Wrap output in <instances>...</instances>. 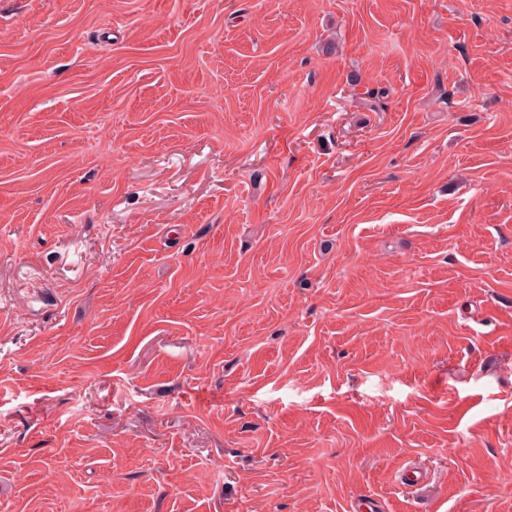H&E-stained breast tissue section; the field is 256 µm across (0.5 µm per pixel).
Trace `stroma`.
Returning a JSON list of instances; mask_svg holds the SVG:
<instances>
[{"label":"stroma","mask_w":512,"mask_h":512,"mask_svg":"<svg viewBox=\"0 0 512 512\" xmlns=\"http://www.w3.org/2000/svg\"><path fill=\"white\" fill-rule=\"evenodd\" d=\"M363 495L512 512V0H0V512Z\"/></svg>","instance_id":"1"}]
</instances>
